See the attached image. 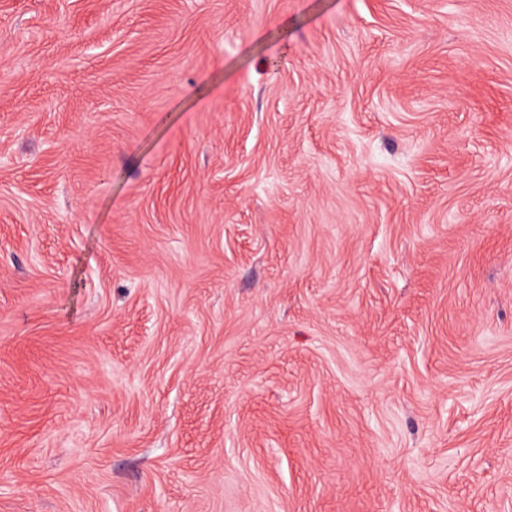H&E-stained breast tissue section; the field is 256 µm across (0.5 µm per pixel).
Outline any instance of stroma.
Returning a JSON list of instances; mask_svg holds the SVG:
<instances>
[{
	"instance_id": "1",
	"label": "stroma",
	"mask_w": 512,
	"mask_h": 512,
	"mask_svg": "<svg viewBox=\"0 0 512 512\" xmlns=\"http://www.w3.org/2000/svg\"><path fill=\"white\" fill-rule=\"evenodd\" d=\"M0 512H512V0H0Z\"/></svg>"
}]
</instances>
